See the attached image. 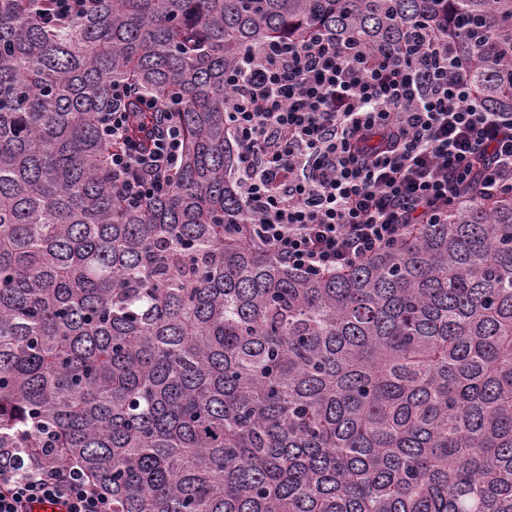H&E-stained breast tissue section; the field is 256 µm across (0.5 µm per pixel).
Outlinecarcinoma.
Masks as SVG:
<instances>
[{"label": "carcinoma", "instance_id": "1", "mask_svg": "<svg viewBox=\"0 0 512 512\" xmlns=\"http://www.w3.org/2000/svg\"><path fill=\"white\" fill-rule=\"evenodd\" d=\"M0 0V448L112 512H512V194L310 277L248 240L224 76L247 50L448 32L512 112V0ZM118 85L136 93L120 100ZM181 113L164 195L112 188L101 117Z\"/></svg>", "mask_w": 512, "mask_h": 512}]
</instances>
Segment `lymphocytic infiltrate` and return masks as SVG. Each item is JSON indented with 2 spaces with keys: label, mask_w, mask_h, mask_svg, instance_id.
Wrapping results in <instances>:
<instances>
[{
  "label": "lymphocytic infiltrate",
  "mask_w": 512,
  "mask_h": 512,
  "mask_svg": "<svg viewBox=\"0 0 512 512\" xmlns=\"http://www.w3.org/2000/svg\"><path fill=\"white\" fill-rule=\"evenodd\" d=\"M448 38L399 59L320 34L244 58L225 78L240 203L276 258L309 276L359 263L415 224H435L474 182L512 192V113L489 110L456 76ZM155 111L150 151L112 156L127 203L163 195L181 147L180 113ZM0 512L35 502L112 512L78 464L37 466L0 450Z\"/></svg>",
  "instance_id": "obj_1"
}]
</instances>
